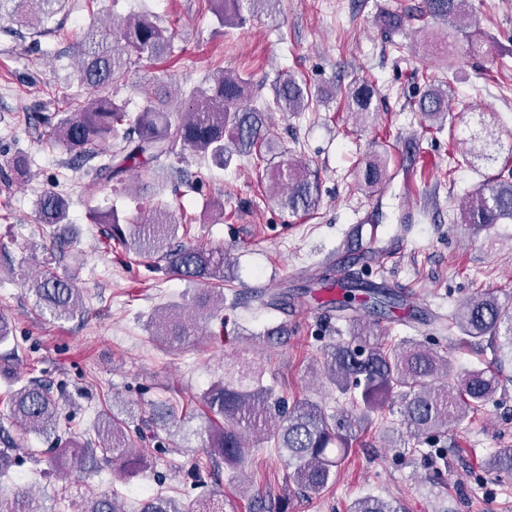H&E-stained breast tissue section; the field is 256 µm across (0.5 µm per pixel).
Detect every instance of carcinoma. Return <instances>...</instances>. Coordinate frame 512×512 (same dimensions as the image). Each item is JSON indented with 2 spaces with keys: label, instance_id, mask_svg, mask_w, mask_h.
Returning a JSON list of instances; mask_svg holds the SVG:
<instances>
[{
  "label": "carcinoma",
  "instance_id": "cac0c4a2",
  "mask_svg": "<svg viewBox=\"0 0 512 512\" xmlns=\"http://www.w3.org/2000/svg\"><path fill=\"white\" fill-rule=\"evenodd\" d=\"M220 24L241 25L246 15L277 13L280 0H208ZM12 5L11 15L19 25L41 36L46 24L58 13L60 0H0V10ZM467 0H422L416 19L419 31L429 37L428 21L451 27L469 37L472 14ZM406 17L384 13L376 23L385 30H398ZM173 35L154 21L149 12L134 13L118 24L103 28L90 23L82 36L81 61L75 78L90 92V98L71 112L39 113L35 119L49 129L48 140L64 147L75 160L98 159L94 181L121 182L124 175L148 179L155 173L151 164L190 150L222 168L233 155L246 157L256 165L268 163L269 113L265 108L245 104L249 80L226 73H214L188 93L183 111L171 112L172 101L158 90L145 94L136 118L126 102L112 93L114 78L143 62H154L172 53ZM376 89L366 82L348 88L349 111L367 119L376 111ZM313 95L290 74L280 77L274 104L285 115L306 111ZM418 111L441 124L448 117V90L433 88L418 103ZM269 197L292 214L309 215L318 207V176L309 165L290 156L271 168ZM389 179L387 159L373 154L358 169V180L373 190ZM68 196L45 189L36 203L38 221L49 229L52 246L60 257L70 254L79 227L68 218ZM91 223L100 225L106 248L117 245L136 254L165 263L168 273L188 283L202 285L181 304L159 309L153 315L152 335L177 346L194 334L190 311L210 315L224 308V281L230 263L224 249L177 241L178 220L165 205L149 209V218L129 224L114 210L89 211ZM459 219L479 230L493 224L512 223V177L496 174L467 194L459 208ZM341 298L328 304L339 309L354 303L348 317L351 339L359 345L338 342L324 351L322 376L329 386L362 405L363 418L396 395L402 402V418L414 439L448 431L469 414L480 410L495 395L500 378L498 368L512 364V305L493 293H480L448 314V329H457L465 339H490L494 368L453 372L448 358L414 337H401L389 344L369 340L374 335L369 317L403 305L394 291L361 278L344 275L337 279ZM29 291L42 314L58 321L84 316L86 299L70 276L47 269L34 278ZM264 366L242 354L224 362V378L200 394L205 407L207 435L202 451L205 460L192 468L191 487L203 489L194 501L178 500L164 484L145 495L134 512H224V501L215 485L216 468L223 463L233 470L243 468L249 435L255 434L277 449L288 469L287 479L298 490L318 494L336 481L338 466L348 450L342 434L346 421L317 401L305 400L288 406L286 399L264 385ZM65 386L31 379L10 389L0 399V477L11 478L15 468L27 461L51 462L59 471L84 474L115 468L123 478L139 477L151 461L137 451L145 439L142 419L133 412L102 409L91 428L75 436L70 431L56 436L55 447L44 451L28 447V436L57 432ZM152 430L157 445L175 442L177 412ZM483 469L498 479L512 477V448H500L483 463ZM61 512H127L125 497L112 488L93 487L81 504L66 493L59 498ZM7 512H53L28 486L17 488L7 502ZM350 512H399L398 507L378 496L358 498Z\"/></svg>",
  "mask_w": 512,
  "mask_h": 512
}]
</instances>
